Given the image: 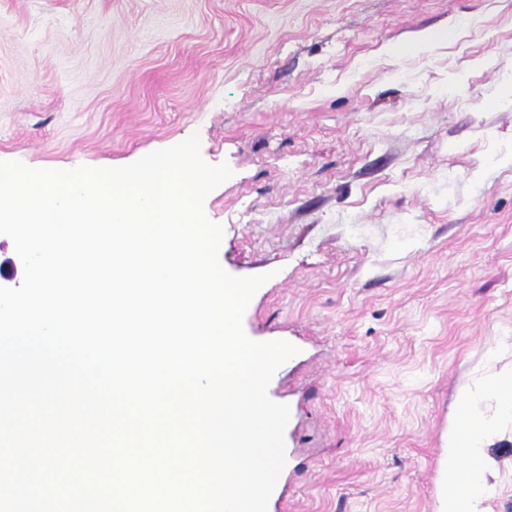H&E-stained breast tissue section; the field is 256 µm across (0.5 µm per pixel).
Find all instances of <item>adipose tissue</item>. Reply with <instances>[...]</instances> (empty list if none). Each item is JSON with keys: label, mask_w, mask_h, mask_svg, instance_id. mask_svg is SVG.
Segmentation results:
<instances>
[{"label": "adipose tissue", "mask_w": 512, "mask_h": 512, "mask_svg": "<svg viewBox=\"0 0 512 512\" xmlns=\"http://www.w3.org/2000/svg\"><path fill=\"white\" fill-rule=\"evenodd\" d=\"M485 398L496 401L499 417L512 420V372L497 376L487 389L459 390L442 457L447 481L438 512H484L488 484L483 450L497 428L496 419L478 408Z\"/></svg>", "instance_id": "adipose-tissue-1"}]
</instances>
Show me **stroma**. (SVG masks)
<instances>
[{"instance_id": "stroma-1", "label": "stroma", "mask_w": 512, "mask_h": 512, "mask_svg": "<svg viewBox=\"0 0 512 512\" xmlns=\"http://www.w3.org/2000/svg\"><path fill=\"white\" fill-rule=\"evenodd\" d=\"M425 33L437 45L401 51ZM512 0H0V161L199 133L246 335L298 347L267 512H433L457 389L512 368ZM512 512V424L485 449Z\"/></svg>"}]
</instances>
